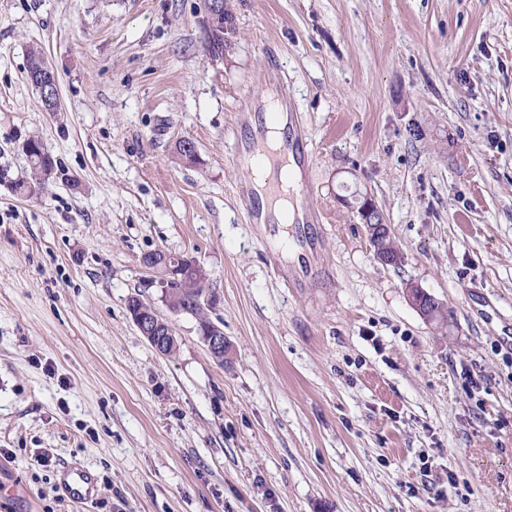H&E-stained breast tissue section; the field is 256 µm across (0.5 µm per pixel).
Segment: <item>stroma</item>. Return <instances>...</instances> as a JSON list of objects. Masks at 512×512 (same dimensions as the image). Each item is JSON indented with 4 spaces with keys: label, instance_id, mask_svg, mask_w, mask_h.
I'll use <instances>...</instances> for the list:
<instances>
[{
    "label": "stroma",
    "instance_id": "35a3bbf8",
    "mask_svg": "<svg viewBox=\"0 0 512 512\" xmlns=\"http://www.w3.org/2000/svg\"><path fill=\"white\" fill-rule=\"evenodd\" d=\"M226 9L214 59L203 0H0V512H512V0ZM276 88L322 228L277 266L232 138ZM34 135L63 176L29 198L12 186ZM365 194L399 264L375 256ZM154 250L208 270L225 364L170 315ZM134 295L170 317L175 356ZM74 462L94 503L56 489ZM43 59V60H41ZM38 64V65H37ZM37 65V67H36ZM33 67H36L34 70H30ZM28 70L29 71V80L31 84L39 90L40 95L47 94L53 87L57 84V79L54 71L49 66L47 61L43 57V53L41 48L35 46L29 51V59H28ZM39 95V97H40ZM40 101L45 112H57L58 105L53 110L49 111L47 109L46 103H44L43 99L40 97ZM407 296L410 304L428 321L435 320L437 312L442 310L441 303L417 284H409ZM142 302L139 298H132L128 304L132 319L141 335L147 340L151 347L161 356H167L172 344L178 346L171 322L160 316L154 307L149 309L148 315L143 309L133 308L134 303ZM143 303V302H142ZM128 309V311H129Z\"/></svg>",
    "mask_w": 512,
    "mask_h": 512
}]
</instances>
